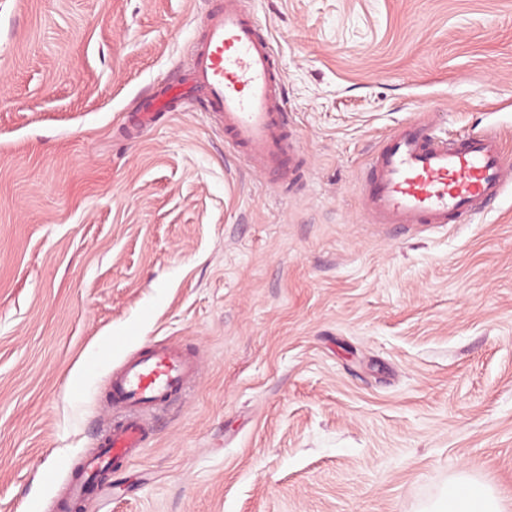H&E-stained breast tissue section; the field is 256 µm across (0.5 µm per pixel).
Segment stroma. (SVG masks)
<instances>
[{
  "label": "stroma",
  "instance_id": "35a3bbf8",
  "mask_svg": "<svg viewBox=\"0 0 512 512\" xmlns=\"http://www.w3.org/2000/svg\"><path fill=\"white\" fill-rule=\"evenodd\" d=\"M302 167L287 193L207 114H132L208 0H0V512H54L148 343L195 388L71 512H424L449 477L512 512V200L369 224L357 178L417 113L503 125L512 0H250Z\"/></svg>",
  "mask_w": 512,
  "mask_h": 512
}]
</instances>
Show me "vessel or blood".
<instances>
[{"label": "vessel or blood", "mask_w": 512, "mask_h": 512, "mask_svg": "<svg viewBox=\"0 0 512 512\" xmlns=\"http://www.w3.org/2000/svg\"><path fill=\"white\" fill-rule=\"evenodd\" d=\"M211 2L182 79L158 87L140 123L152 124L178 101L201 103L250 169L273 187H287L299 161L277 53L246 0ZM359 192L373 224H467L512 194V154L497 130L442 138L424 119H413L383 138ZM197 374L196 358L157 344L116 368L108 400L117 415L84 460L82 476L69 484L68 501L96 493L102 468L143 447L155 412L186 394Z\"/></svg>", "instance_id": "obj_1"}]
</instances>
